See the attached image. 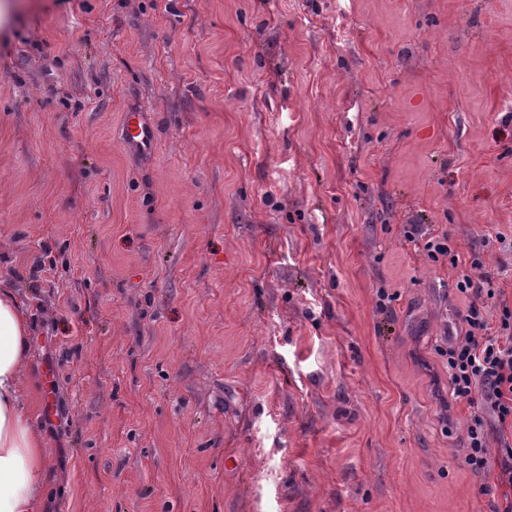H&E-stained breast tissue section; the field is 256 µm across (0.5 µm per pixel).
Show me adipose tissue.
Wrapping results in <instances>:
<instances>
[{
  "instance_id": "ef3b65f1",
  "label": "adipose tissue",
  "mask_w": 512,
  "mask_h": 512,
  "mask_svg": "<svg viewBox=\"0 0 512 512\" xmlns=\"http://www.w3.org/2000/svg\"><path fill=\"white\" fill-rule=\"evenodd\" d=\"M29 312L18 293L0 288V512H44L54 480L48 444L30 399Z\"/></svg>"
}]
</instances>
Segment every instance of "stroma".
<instances>
[{
	"instance_id": "1",
	"label": "stroma",
	"mask_w": 512,
	"mask_h": 512,
	"mask_svg": "<svg viewBox=\"0 0 512 512\" xmlns=\"http://www.w3.org/2000/svg\"><path fill=\"white\" fill-rule=\"evenodd\" d=\"M7 7L0 281L49 512H505L446 351L473 258L512 303V0ZM122 138L129 151L148 154L155 147L157 131L155 126L144 118L143 112L130 108L125 112L122 123Z\"/></svg>"
}]
</instances>
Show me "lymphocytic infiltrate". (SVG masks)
I'll return each instance as SVG.
<instances>
[{"mask_svg": "<svg viewBox=\"0 0 512 512\" xmlns=\"http://www.w3.org/2000/svg\"><path fill=\"white\" fill-rule=\"evenodd\" d=\"M471 266L456 289L473 301L461 318L460 334L448 341V386L470 408L461 464L481 479L497 471L499 481L512 485V443L504 436L512 427V305L500 303L496 322H489L484 305L497 291L479 260Z\"/></svg>", "mask_w": 512, "mask_h": 512, "instance_id": "1", "label": "lymphocytic infiltrate"}]
</instances>
